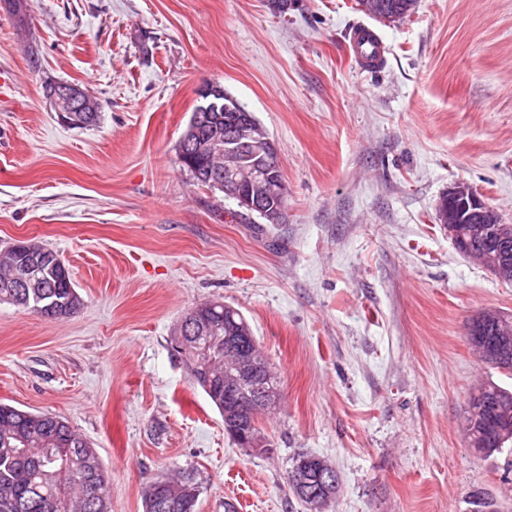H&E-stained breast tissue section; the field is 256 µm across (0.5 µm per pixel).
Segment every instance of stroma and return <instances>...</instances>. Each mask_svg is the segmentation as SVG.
Segmentation results:
<instances>
[{
	"label": "stroma",
	"mask_w": 512,
	"mask_h": 512,
	"mask_svg": "<svg viewBox=\"0 0 512 512\" xmlns=\"http://www.w3.org/2000/svg\"><path fill=\"white\" fill-rule=\"evenodd\" d=\"M0 0V249L56 251L84 299L48 321L0 302V401L64 417L97 449L112 512L176 474L197 512H309L298 455L329 460L327 512H512V454H474L472 390L512 378L466 337L512 315V284L437 219L468 183L512 223V0H418L383 23L356 0ZM381 35L359 66L350 36ZM81 85L96 125L61 120L46 82ZM205 83L275 141L288 215L267 224L198 185L177 145ZM239 309L278 371L270 443L235 445L171 350L181 315Z\"/></svg>",
	"instance_id": "35a3bbf8"
}]
</instances>
